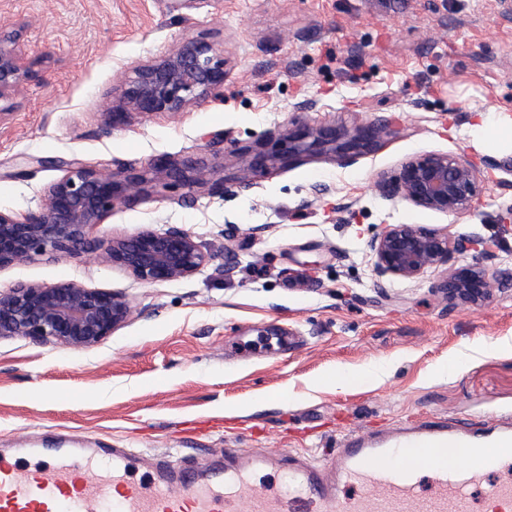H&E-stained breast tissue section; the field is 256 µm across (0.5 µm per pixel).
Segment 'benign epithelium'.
<instances>
[{"instance_id":"1","label":"benign epithelium","mask_w":512,"mask_h":512,"mask_svg":"<svg viewBox=\"0 0 512 512\" xmlns=\"http://www.w3.org/2000/svg\"><path fill=\"white\" fill-rule=\"evenodd\" d=\"M24 77L14 51L0 45V100ZM224 79V51L204 39H187L171 53L133 66V76L123 81L119 98L100 113L102 127H118L132 113L183 112L224 88ZM398 132L390 122L312 125L293 119L274 137L277 148L237 153L236 176L218 190L234 196L235 188L251 187L256 174L293 167L310 155L350 166ZM58 166L66 174L47 187L43 213L20 219L0 210V268L34 255L86 254L155 284L189 278L208 262L210 255L197 237L176 227L109 240L91 236L112 209L132 204L150 183L170 179L200 186L206 184L203 172L189 178L169 157L154 160L139 173L100 170L76 159L60 160ZM377 188L384 196L422 209L465 217L476 209L482 180L465 156L427 152L409 157L395 175L381 178ZM478 246L473 236L451 237L414 224H390L370 244L373 271L380 279L415 280L431 268L448 267L441 289L453 304L477 303L493 292L494 283L480 264L452 263L454 256ZM131 313L130 300L108 290L75 281L21 282L0 291V338H29L82 351L112 335Z\"/></svg>"}]
</instances>
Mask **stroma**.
<instances>
[{"label":"stroma","instance_id":"stroma-1","mask_svg":"<svg viewBox=\"0 0 512 512\" xmlns=\"http://www.w3.org/2000/svg\"><path fill=\"white\" fill-rule=\"evenodd\" d=\"M191 37L223 49V90L103 129L100 114L133 66ZM0 38L25 74L0 101V208L20 217L42 212L63 159L137 172L166 155L218 185L239 149L294 113L318 124L403 119L353 165L311 156L232 197L156 182L94 228L103 239L190 231L211 258L189 278L144 284L50 254L0 269V290L73 280L134 308L81 352L0 339L1 449L77 441L187 456L321 454L347 434L429 417L481 427L512 413V280L499 278L512 269V229L499 224L512 148L485 152L471 133L476 111L512 114V0H0ZM428 151L479 165L476 216L375 189ZM320 183L331 190L313 197ZM391 224L487 240L493 258L465 260L497 278L491 297L449 304L441 267L414 281L375 277L370 242ZM254 227L262 236L250 237ZM284 334L293 350L270 356ZM340 368L363 382L337 384Z\"/></svg>","mask_w":512,"mask_h":512}]
</instances>
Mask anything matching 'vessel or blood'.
I'll return each mask as SVG.
<instances>
[{
	"instance_id": "b4317fda",
	"label": "vessel or blood",
	"mask_w": 512,
	"mask_h": 512,
	"mask_svg": "<svg viewBox=\"0 0 512 512\" xmlns=\"http://www.w3.org/2000/svg\"><path fill=\"white\" fill-rule=\"evenodd\" d=\"M512 449V420L485 431L440 420L342 439L326 459L228 448L222 460L177 461L139 448H22L0 453V512H475L473 491L512 512V482L486 485ZM427 469L405 465L414 451ZM467 455L477 464L452 467Z\"/></svg>"
}]
</instances>
